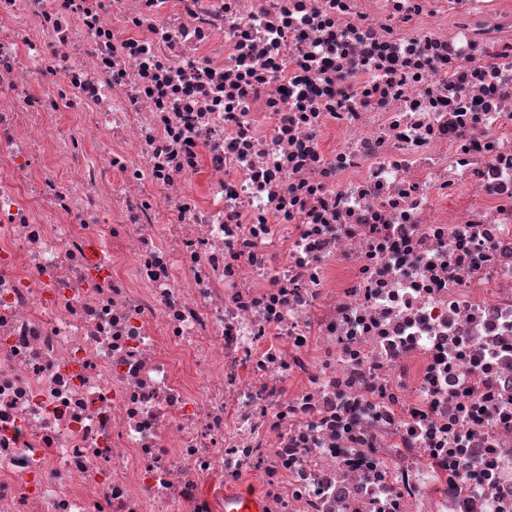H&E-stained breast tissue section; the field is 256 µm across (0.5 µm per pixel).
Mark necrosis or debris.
Returning <instances> with one entry per match:
<instances>
[{"instance_id":"necrosis-or-debris-1","label":"necrosis or debris","mask_w":512,"mask_h":512,"mask_svg":"<svg viewBox=\"0 0 512 512\" xmlns=\"http://www.w3.org/2000/svg\"><path fill=\"white\" fill-rule=\"evenodd\" d=\"M512 512V0H0V512Z\"/></svg>"}]
</instances>
